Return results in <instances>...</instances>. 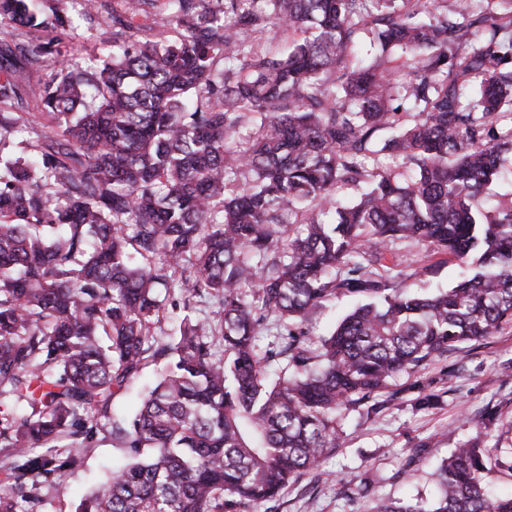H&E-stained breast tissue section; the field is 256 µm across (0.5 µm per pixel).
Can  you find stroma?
I'll list each match as a JSON object with an SVG mask.
<instances>
[{
  "label": "stroma",
  "mask_w": 512,
  "mask_h": 512,
  "mask_svg": "<svg viewBox=\"0 0 512 512\" xmlns=\"http://www.w3.org/2000/svg\"><path fill=\"white\" fill-rule=\"evenodd\" d=\"M46 17L70 18L58 31L71 66L95 64L112 43V0H36ZM464 268L424 243L395 244L377 276L388 287L433 293L456 285ZM496 409L498 419L485 414ZM339 444L319 466L287 486L275 501L244 503L233 512H375L396 499H432L434 470L451 448L469 440L491 446L512 432V325L468 341L417 372L397 376L385 392L341 409ZM420 460L410 463L412 453ZM111 440L86 449L80 467L41 484L36 512H74L78 499L119 461Z\"/></svg>",
  "instance_id": "1"
}]
</instances>
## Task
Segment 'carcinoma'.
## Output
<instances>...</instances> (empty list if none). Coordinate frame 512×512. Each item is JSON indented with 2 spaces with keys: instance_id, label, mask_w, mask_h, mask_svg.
Instances as JSON below:
<instances>
[{
  "instance_id": "cac0c4a2",
  "label": "carcinoma",
  "mask_w": 512,
  "mask_h": 512,
  "mask_svg": "<svg viewBox=\"0 0 512 512\" xmlns=\"http://www.w3.org/2000/svg\"><path fill=\"white\" fill-rule=\"evenodd\" d=\"M5 24L47 27L31 0H0ZM366 37L377 53L352 61ZM66 55L24 49L57 69L35 158L7 151L20 116L0 112V512H32L101 436L125 463L75 512L273 501L337 446L338 410L512 323V202L479 205L512 154V0H114L106 60ZM16 65L0 38V98ZM341 188L360 193L337 205ZM402 239L471 275L387 292L373 269ZM171 290L184 314L157 336ZM341 293L368 302L311 341L308 313ZM205 299L220 325L195 316ZM149 364L138 409L115 413ZM488 455L463 443L434 500L378 512H512ZM484 480L489 489L499 496L512 494V472L505 467L494 466V459L487 464Z\"/></svg>"
}]
</instances>
